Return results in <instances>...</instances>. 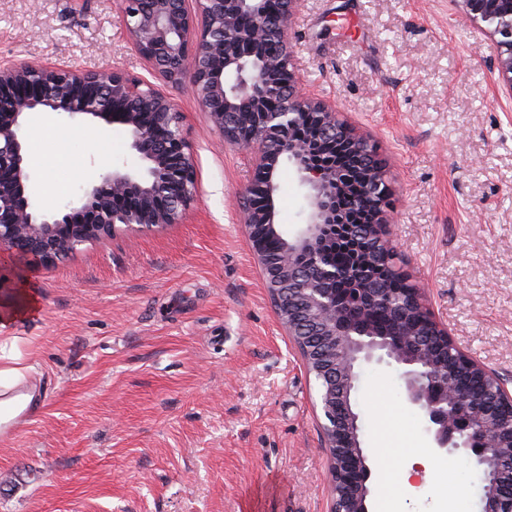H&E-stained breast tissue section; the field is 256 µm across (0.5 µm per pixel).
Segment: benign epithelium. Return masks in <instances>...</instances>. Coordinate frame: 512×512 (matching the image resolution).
<instances>
[{"label": "benign epithelium", "instance_id": "1", "mask_svg": "<svg viewBox=\"0 0 512 512\" xmlns=\"http://www.w3.org/2000/svg\"><path fill=\"white\" fill-rule=\"evenodd\" d=\"M194 2L196 17L189 0H119L120 20L156 74L169 81L189 75L193 94L224 140L251 150L256 176L242 197L243 223L276 315L319 383L329 512H369L373 470L351 394L360 363L374 358L404 368L408 401L421 412L434 449L457 453L481 471V512H512V472L505 477L501 467L502 456L512 457V425L500 421L503 408H512V389L464 353L465 370L495 384L477 396L454 379L457 369L427 351L434 336L441 344L454 342L419 288L409 301L427 312L425 329L375 336L367 308L382 302L378 283L366 282L363 305L350 310L323 284L349 277L351 270H309L327 225L341 222L338 190L373 198L368 230L378 260L392 262L395 252L385 166L372 156L362 184L351 185L336 168L308 159L311 147L339 138L358 151L373 150L336 106L302 90L288 36L300 0ZM461 2L467 19L486 23L499 36L497 68L512 89V11L497 10L498 0ZM40 112L124 127L142 166L102 171L65 203L63 214L41 212L25 153L31 117ZM285 163L307 188L306 220L292 234L276 222L277 173ZM195 199L194 163L180 112L157 84L118 70L91 73L25 61L0 66V252L50 265L121 227L144 231L179 224ZM268 236L280 238L288 265L266 262L262 243Z\"/></svg>", "mask_w": 512, "mask_h": 512}]
</instances>
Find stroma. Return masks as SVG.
<instances>
[{
  "label": "stroma",
  "mask_w": 512,
  "mask_h": 512,
  "mask_svg": "<svg viewBox=\"0 0 512 512\" xmlns=\"http://www.w3.org/2000/svg\"><path fill=\"white\" fill-rule=\"evenodd\" d=\"M460 0H303L290 27L304 84L376 149L393 185L396 263L458 347L512 387V94L495 38ZM28 60L153 79L117 0H0V64ZM197 178L182 223L117 230L49 266L0 253V299L37 300L6 337L42 405L0 442V512H327L318 387L281 326L239 209L254 179L188 81L162 82ZM65 144L66 159L56 156ZM40 210L93 173L139 166L121 126L53 117L33 130ZM276 206L302 223L281 173ZM374 468L370 512H479L481 474L432 449L395 363L354 394ZM426 456L403 479L392 464ZM411 492H404V485Z\"/></svg>",
  "instance_id": "stroma-1"
}]
</instances>
